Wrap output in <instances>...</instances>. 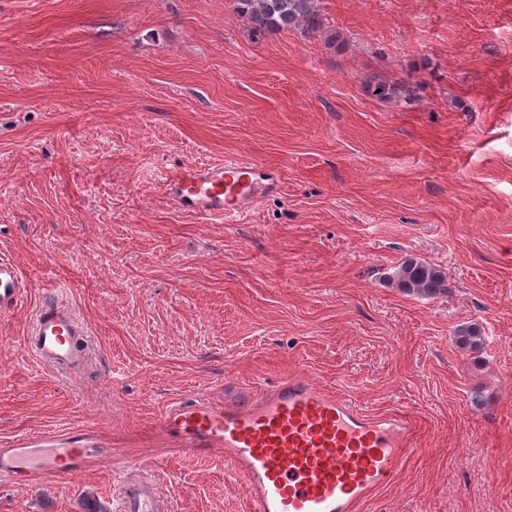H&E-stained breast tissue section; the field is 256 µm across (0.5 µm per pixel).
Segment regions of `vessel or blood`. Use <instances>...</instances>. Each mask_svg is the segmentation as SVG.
Returning a JSON list of instances; mask_svg holds the SVG:
<instances>
[{
	"label": "vessel or blood",
	"mask_w": 512,
	"mask_h": 512,
	"mask_svg": "<svg viewBox=\"0 0 512 512\" xmlns=\"http://www.w3.org/2000/svg\"><path fill=\"white\" fill-rule=\"evenodd\" d=\"M275 170L248 161L192 167L171 183L173 201L230 219L247 213L254 198L276 189ZM22 274L0 257V315L23 298ZM70 308L44 301L36 312L33 349L50 368L78 370L85 353ZM160 424L189 451L220 448L244 478L252 512H354L388 484L409 450L412 425L403 414L371 416L350 398L307 378H289L242 406L199 397L169 405ZM94 432L69 429L18 435L0 443V480L76 475L110 458ZM155 485L122 481L117 512H159Z\"/></svg>",
	"instance_id": "obj_1"
}]
</instances>
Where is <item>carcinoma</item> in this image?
<instances>
[{
	"instance_id": "1",
	"label": "carcinoma",
	"mask_w": 512,
	"mask_h": 512,
	"mask_svg": "<svg viewBox=\"0 0 512 512\" xmlns=\"http://www.w3.org/2000/svg\"><path fill=\"white\" fill-rule=\"evenodd\" d=\"M237 12L251 29L273 32L304 28L318 31L324 26L317 0H234ZM397 287L408 294L435 297L448 290L446 273L430 264L408 260L401 264ZM455 344L461 350L477 351L484 344V330L472 323L457 330Z\"/></svg>"
}]
</instances>
